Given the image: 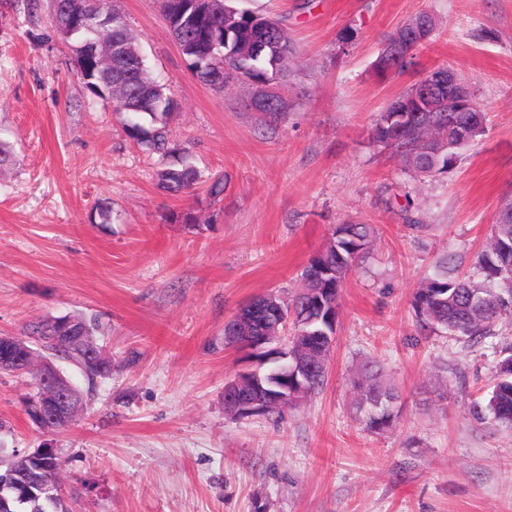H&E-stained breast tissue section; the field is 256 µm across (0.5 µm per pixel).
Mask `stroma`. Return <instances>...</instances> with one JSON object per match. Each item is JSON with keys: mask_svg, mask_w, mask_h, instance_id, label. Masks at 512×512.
Masks as SVG:
<instances>
[{"mask_svg": "<svg viewBox=\"0 0 512 512\" xmlns=\"http://www.w3.org/2000/svg\"><path fill=\"white\" fill-rule=\"evenodd\" d=\"M279 19L294 47L273 128L244 107L250 85L199 82L159 0H117L177 110L170 139L223 194L158 188L165 163L85 89L52 4L0 9V334L65 315L98 320L105 378L59 360L83 394L66 429L24 412L29 374L0 373V459L63 453L74 512H512V430L470 407L498 360L411 308L443 255L468 271L512 202V0H238ZM436 21L413 66L377 74L385 41L416 13ZM440 66L486 107L485 132L450 171L409 172L371 140L378 114ZM112 207L100 223L99 201ZM194 223H183L185 214ZM375 225L373 252L347 278L324 388L282 420L238 419L224 385L248 365L224 323L253 297L288 300L334 225ZM418 230L407 228V221ZM381 364L400 395L380 434L356 420L352 378Z\"/></svg>", "mask_w": 512, "mask_h": 512, "instance_id": "1", "label": "stroma"}]
</instances>
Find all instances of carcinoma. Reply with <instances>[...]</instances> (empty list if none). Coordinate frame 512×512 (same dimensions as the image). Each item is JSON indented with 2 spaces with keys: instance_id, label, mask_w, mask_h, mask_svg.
<instances>
[{
  "instance_id": "cac0c4a2",
  "label": "carcinoma",
  "mask_w": 512,
  "mask_h": 512,
  "mask_svg": "<svg viewBox=\"0 0 512 512\" xmlns=\"http://www.w3.org/2000/svg\"><path fill=\"white\" fill-rule=\"evenodd\" d=\"M60 6L72 15L68 32L74 64L85 88L96 97L111 96L112 85L98 76L96 63L84 60V48L89 42L105 40L113 45L130 40L128 25L123 17L105 27L91 25L93 0H61ZM233 30L226 42L214 38V30L222 26ZM182 42L193 47L184 54L198 80L209 86V61L219 56L224 69V83L249 79L256 83L266 80L274 70L275 57L283 59V72L294 55L293 46L280 22L246 9L227 7L211 18L210 25L187 24L176 29ZM112 77L125 84V97L113 102L116 111L127 115L126 134L136 145L164 155L175 151L169 146L168 127L174 115L173 101L164 87L152 76L146 62L134 55L112 61ZM397 103L392 102L379 113L374 127L382 129L375 141L390 147L404 164L421 174H431L452 168L461 149L476 140L481 133L467 135L470 121H484V115L474 112L444 110H412V118L402 123L393 119ZM158 186L171 194L186 193L198 188L201 175L188 155L156 173ZM375 238L371 224L347 222L334 228L327 244L305 264L301 277L303 288L293 299L279 303L281 315L291 319L294 331L308 336H327L334 332L330 309L317 307L312 298L318 294L340 306L341 291L348 275L367 256ZM411 307L418 327L442 329L448 335L467 344L481 345L497 336V326L512 318V214L501 211L492 225L487 246L473 261V273L460 275L449 267L448 256L435 262L432 270L421 279L412 296ZM76 321L93 334L99 330L94 319L63 316L35 326L31 335L56 354L67 355L64 336L69 322ZM495 366L489 390L481 402L472 408L480 422L512 429V341L504 342ZM327 362H322L308 379V395L324 386ZM357 420L364 430L379 433L392 425L396 418L394 388L382 379L375 361L361 365L355 382ZM24 459L16 454L8 466L0 470V512H65L59 480L61 463L44 462L39 479L28 488L15 486L17 473Z\"/></svg>"
}]
</instances>
